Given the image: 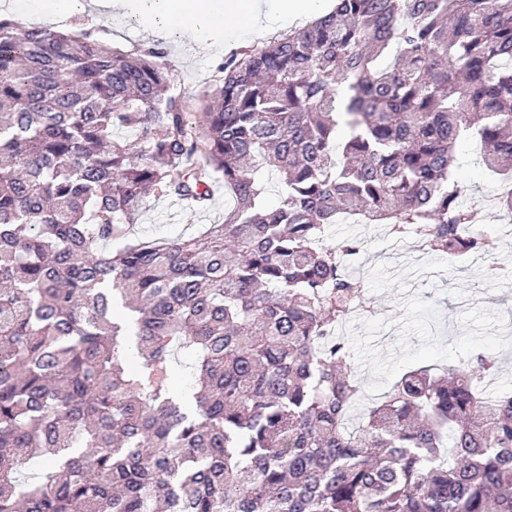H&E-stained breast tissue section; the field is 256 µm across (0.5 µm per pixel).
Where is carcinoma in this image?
<instances>
[{
    "instance_id": "carcinoma-1",
    "label": "carcinoma",
    "mask_w": 512,
    "mask_h": 512,
    "mask_svg": "<svg viewBox=\"0 0 512 512\" xmlns=\"http://www.w3.org/2000/svg\"><path fill=\"white\" fill-rule=\"evenodd\" d=\"M167 56L0 18V512H512L498 359L409 371L358 414L331 332L361 242L319 244L351 216L494 250L461 232L450 152L512 178V0H337L233 53L198 130ZM214 173L223 223L130 236L151 194L209 208Z\"/></svg>"
}]
</instances>
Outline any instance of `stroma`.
I'll use <instances>...</instances> for the list:
<instances>
[{"label": "stroma", "instance_id": "obj_1", "mask_svg": "<svg viewBox=\"0 0 512 512\" xmlns=\"http://www.w3.org/2000/svg\"><path fill=\"white\" fill-rule=\"evenodd\" d=\"M21 22L73 32L101 26L105 39L125 52L145 42L140 20L132 17L120 27L95 15L52 19L28 14ZM167 48L174 87L189 102L186 120L198 125L212 101L210 93L220 80L217 67L225 57L194 58L177 34L169 37ZM478 153L476 142L461 141L457 146L461 163L453 177L475 197H489L484 224L498 240L494 259L451 260L429 253L418 257L383 228L364 224H335L326 233L331 242L344 238L362 242L361 255L348 272L368 294L375 315L345 322L340 336L356 352L354 368L368 400L380 399L408 371L453 367L461 356L482 352L502 359L500 372L487 383V394L512 391V349L505 343L512 336V279L504 275L512 269V219L494 203L496 177L476 163ZM213 189V204L205 211L168 196L148 198L134 226L135 235L172 239L222 223L228 200L223 179H216Z\"/></svg>", "mask_w": 512, "mask_h": 512}]
</instances>
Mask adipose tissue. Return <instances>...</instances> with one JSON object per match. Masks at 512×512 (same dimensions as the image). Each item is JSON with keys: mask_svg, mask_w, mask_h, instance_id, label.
<instances>
[{"mask_svg": "<svg viewBox=\"0 0 512 512\" xmlns=\"http://www.w3.org/2000/svg\"><path fill=\"white\" fill-rule=\"evenodd\" d=\"M335 0H140L138 12L151 37L188 33L196 55L220 45L284 29L331 12Z\"/></svg>", "mask_w": 512, "mask_h": 512, "instance_id": "adipose-tissue-1", "label": "adipose tissue"}]
</instances>
